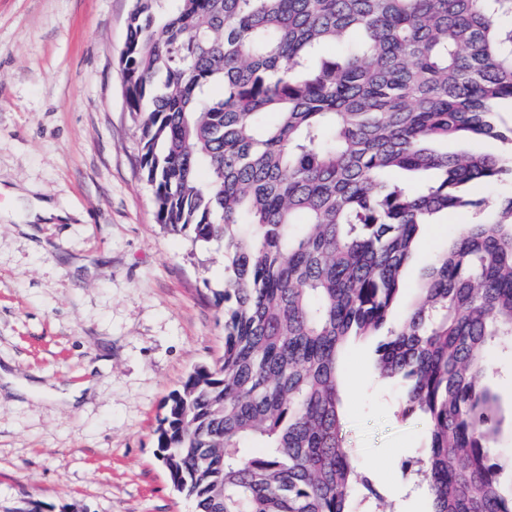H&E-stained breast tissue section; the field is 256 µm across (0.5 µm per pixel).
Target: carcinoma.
Segmentation results:
<instances>
[{
	"instance_id": "obj_1",
	"label": "carcinoma",
	"mask_w": 512,
	"mask_h": 512,
	"mask_svg": "<svg viewBox=\"0 0 512 512\" xmlns=\"http://www.w3.org/2000/svg\"><path fill=\"white\" fill-rule=\"evenodd\" d=\"M505 18L512 0H133L122 77L156 222L224 241V354L157 428L194 512H354L342 370L365 340L425 422L426 512H512L489 359L512 343V196L390 320L420 228L512 176Z\"/></svg>"
}]
</instances>
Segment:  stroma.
Returning a JSON list of instances; mask_svg holds the SVG:
<instances>
[{
	"instance_id": "obj_1",
	"label": "stroma",
	"mask_w": 512,
	"mask_h": 512,
	"mask_svg": "<svg viewBox=\"0 0 512 512\" xmlns=\"http://www.w3.org/2000/svg\"><path fill=\"white\" fill-rule=\"evenodd\" d=\"M132 0H0V366L47 383L82 381L74 408L0 397V512H192L157 456L164 403L224 353V244L192 245L157 224L121 73ZM66 215L39 237L20 228L10 190ZM512 195V178L475 188L481 205L423 228L405 270L416 287L457 230ZM512 451V350L492 352ZM372 346L343 367L344 431L364 479L363 512H422L423 423L372 375Z\"/></svg>"
}]
</instances>
